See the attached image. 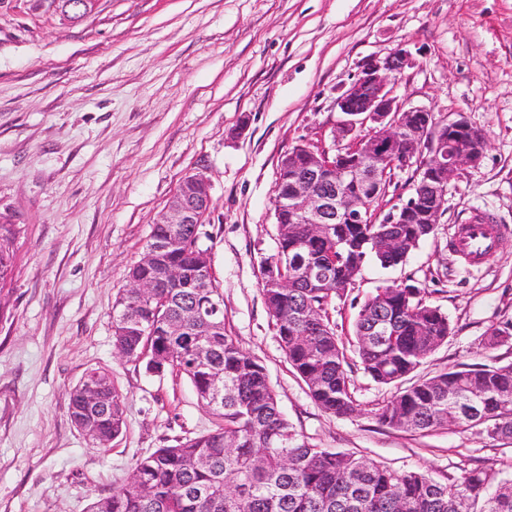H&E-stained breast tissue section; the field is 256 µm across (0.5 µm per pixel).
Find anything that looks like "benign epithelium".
I'll list each match as a JSON object with an SVG mask.
<instances>
[{
    "mask_svg": "<svg viewBox=\"0 0 512 512\" xmlns=\"http://www.w3.org/2000/svg\"><path fill=\"white\" fill-rule=\"evenodd\" d=\"M50 4L62 20L70 23L79 17L76 9L89 8L88 0H50ZM413 64L411 52L402 47L384 57L368 59L335 101L343 115L335 134L347 143L329 149L300 143L281 157L279 167L291 172L290 194L296 206L288 209V216L279 217V223H364L370 211L368 199L361 193L348 194L345 184H366L365 162L375 163L388 156L393 158L391 166L399 171L417 168V192L403 203L405 213H400L398 207L387 213L388 223H404L405 216L415 209L424 223H439L449 184L463 168L477 166L484 150L453 142L452 132L458 127L450 125L447 134L436 138L433 154L421 157L427 131L437 133L441 124L429 108L404 107L391 86V81ZM402 113L409 117L403 127L397 122ZM420 192L433 196L440 207L418 209ZM210 203L208 179L202 174L189 175L171 199L162 221L201 224Z\"/></svg>",
    "mask_w": 512,
    "mask_h": 512,
    "instance_id": "obj_1",
    "label": "benign epithelium"
}]
</instances>
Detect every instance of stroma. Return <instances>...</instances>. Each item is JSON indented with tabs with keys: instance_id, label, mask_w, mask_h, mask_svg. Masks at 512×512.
I'll use <instances>...</instances> for the list:
<instances>
[{
	"instance_id": "1",
	"label": "stroma",
	"mask_w": 512,
	"mask_h": 512,
	"mask_svg": "<svg viewBox=\"0 0 512 512\" xmlns=\"http://www.w3.org/2000/svg\"><path fill=\"white\" fill-rule=\"evenodd\" d=\"M399 47L415 60L396 82L400 102L465 119L487 148L452 181L434 234L403 264H366L333 300L357 403L339 418L289 366L261 262L276 248L281 157L304 141L332 145L336 98L367 59ZM195 173L211 184L201 244L226 328L265 366L299 434L441 480L476 468L512 476V439L381 425L396 388L364 373L354 338L376 288L411 284L452 328L418 376L512 364V342L485 346L490 325L512 322V0H98L73 24L49 0H0V213L18 228L0 296V512H88L138 457L215 427L189 380L150 374L113 345L129 267ZM477 210L503 239L474 267L449 241ZM98 367L127 397L126 427L104 448L68 413L70 390Z\"/></svg>"
}]
</instances>
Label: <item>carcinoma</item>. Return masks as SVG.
<instances>
[{"mask_svg":"<svg viewBox=\"0 0 512 512\" xmlns=\"http://www.w3.org/2000/svg\"><path fill=\"white\" fill-rule=\"evenodd\" d=\"M436 225L412 215L405 224L376 221L276 225V250L262 265L283 263L288 287L267 278L260 287L285 357L325 412L349 417L347 354L328 307L363 267L406 261ZM16 228L0 216V292L12 274ZM129 279L153 285L152 296L129 288L112 305L114 345L149 373L186 377L222 420L194 437L178 438L133 463L122 487L91 503L89 512H512V477L473 469L442 482L419 471H397L350 452L306 441L281 411L264 365L244 353L224 324V300L211 267H202L196 224L152 225ZM313 263L324 282L307 284L298 264ZM177 269L173 280L169 271ZM512 336V323L493 324L486 346ZM448 315L420 289L379 287L355 318L357 352L378 384L397 385L448 342ZM150 359H141L143 352ZM126 397L105 368L84 374L70 392L68 413L89 441L106 447L126 426ZM481 438L512 437V365L449 369L404 387L378 413L380 423L425 433L449 420Z\"/></svg>","mask_w":512,"mask_h":512,"instance_id":"1","label":"carcinoma"}]
</instances>
